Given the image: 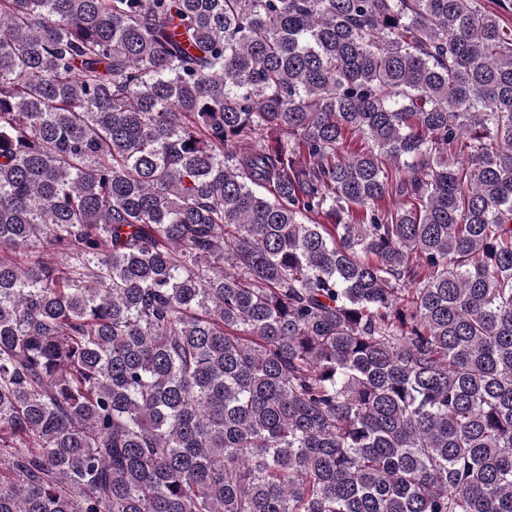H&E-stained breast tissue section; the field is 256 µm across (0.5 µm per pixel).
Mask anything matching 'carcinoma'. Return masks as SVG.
<instances>
[{
	"instance_id": "cac0c4a2",
	"label": "carcinoma",
	"mask_w": 512,
	"mask_h": 512,
	"mask_svg": "<svg viewBox=\"0 0 512 512\" xmlns=\"http://www.w3.org/2000/svg\"><path fill=\"white\" fill-rule=\"evenodd\" d=\"M0 0V512H512V0Z\"/></svg>"
}]
</instances>
